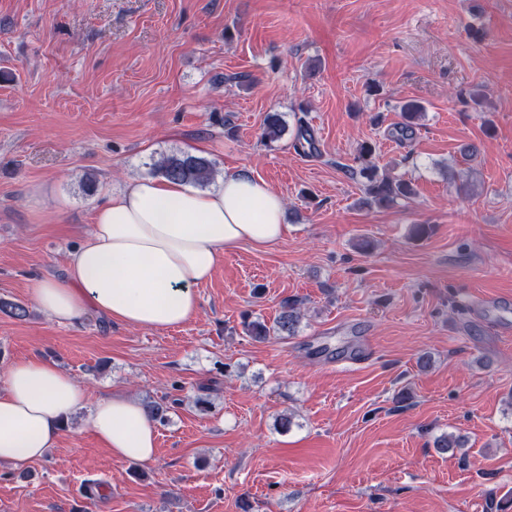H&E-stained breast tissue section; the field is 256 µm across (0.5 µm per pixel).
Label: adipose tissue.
<instances>
[{
	"label": "adipose tissue",
	"instance_id": "obj_1",
	"mask_svg": "<svg viewBox=\"0 0 512 512\" xmlns=\"http://www.w3.org/2000/svg\"><path fill=\"white\" fill-rule=\"evenodd\" d=\"M285 230L283 196L246 172L225 174L210 192L141 178L96 208L89 233L69 255L66 282L36 278L34 300L60 324L94 311L126 326L174 327L197 313L196 289L225 252L275 245ZM85 407L112 458L153 460L157 430L138 400L116 393L90 399L74 376L37 357L13 363L0 387V463L44 459L67 416Z\"/></svg>",
	"mask_w": 512,
	"mask_h": 512
}]
</instances>
